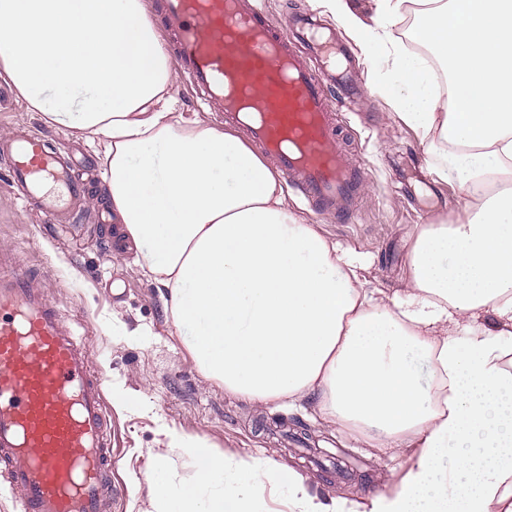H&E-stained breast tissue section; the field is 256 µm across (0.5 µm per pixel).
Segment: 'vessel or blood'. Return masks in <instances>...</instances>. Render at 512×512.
I'll return each mask as SVG.
<instances>
[{"label": "vessel or blood", "instance_id": "b4317fda", "mask_svg": "<svg viewBox=\"0 0 512 512\" xmlns=\"http://www.w3.org/2000/svg\"><path fill=\"white\" fill-rule=\"evenodd\" d=\"M161 22L182 74L209 104L249 132L318 210L346 202L357 169L334 122L321 74L301 65L296 42L327 52L307 18L273 26L259 0H165ZM11 182L46 217L67 209L78 186L48 140L0 138ZM0 472L24 512H103L112 485V423L87 344L22 269L0 273Z\"/></svg>", "mask_w": 512, "mask_h": 512}]
</instances>
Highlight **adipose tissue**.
<instances>
[{"label":"adipose tissue","mask_w":512,"mask_h":512,"mask_svg":"<svg viewBox=\"0 0 512 512\" xmlns=\"http://www.w3.org/2000/svg\"><path fill=\"white\" fill-rule=\"evenodd\" d=\"M322 2L383 46L382 94L464 195L457 223L411 237L390 293L371 287L365 253L296 219L237 134L178 112L144 0H0V77L102 145L108 201L204 378L266 405L314 399L324 422L404 456L384 490L326 500L272 458L166 427L194 471L172 484L153 455L151 508L267 512L272 491L290 512H512V0H374L367 20L353 0ZM408 39L446 66L447 96Z\"/></svg>","instance_id":"ef3b65f1"}]
</instances>
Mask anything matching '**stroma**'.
<instances>
[{
  "label": "stroma",
  "instance_id": "obj_1",
  "mask_svg": "<svg viewBox=\"0 0 512 512\" xmlns=\"http://www.w3.org/2000/svg\"><path fill=\"white\" fill-rule=\"evenodd\" d=\"M274 22L318 17L342 42L363 86L358 99L337 107L340 129L358 169L360 187L347 216L313 210L293 186H285L292 213L343 246L368 254L372 287L393 291L407 278L406 246L422 224L455 223L463 206L457 187L442 183L416 133L399 123L377 87L383 71L336 18L316 0H262ZM51 136L69 157L75 178L88 191L71 223L49 224L10 191L0 161V251L38 272L37 285L66 320L75 322L90 349L92 367L110 396L137 395L132 404H110L112 479L117 492L107 512H147V490H134L149 455L165 452L170 471L192 472L179 451L166 447L161 427L236 457L273 456L301 473L313 494L368 496L389 483L398 459L380 454L358 434L317 418L312 402L297 408L264 406L225 393L206 380L167 322L158 289L134 262L133 248L113 247L118 220L109 211L102 180L103 158L73 130L48 124L0 78V137L16 125ZM141 329L133 340L129 333ZM150 410H143V403Z\"/></svg>",
  "mask_w": 512,
  "mask_h": 512
}]
</instances>
